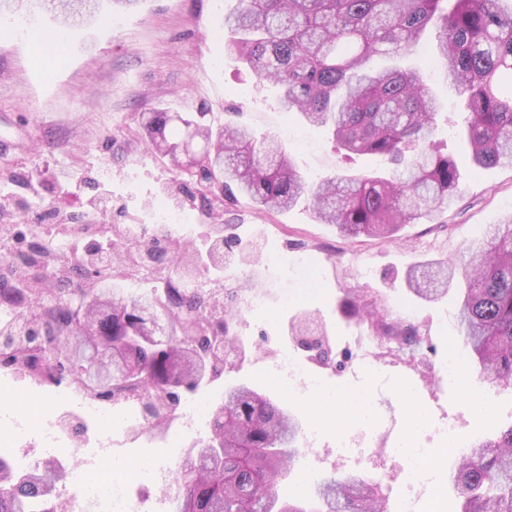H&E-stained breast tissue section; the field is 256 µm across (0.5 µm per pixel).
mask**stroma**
I'll use <instances>...</instances> for the list:
<instances>
[{
  "instance_id": "stroma-1",
  "label": "stroma",
  "mask_w": 512,
  "mask_h": 512,
  "mask_svg": "<svg viewBox=\"0 0 512 512\" xmlns=\"http://www.w3.org/2000/svg\"><path fill=\"white\" fill-rule=\"evenodd\" d=\"M236 5L237 0H138L116 9L102 0L97 22L70 28L38 12L23 19L0 14V250L26 254L38 245L70 261L92 242L80 225L147 230L164 224L174 244L197 251L217 225H232L235 235L260 245L252 266L234 260L224 270L226 308L242 309L244 295L253 290L264 296V307L244 312L237 325L254 353L209 388L184 394L183 405H212L225 387L248 384L285 404L302 429L316 432L317 456L301 455L284 493L308 497L311 482L342 469L381 482L394 502L410 483L398 454L410 407L433 427L456 423L455 442L462 447L512 426V387L486 385L473 367L451 383L431 381L450 345L469 350L455 317L460 288L427 302L403 281L409 268L454 260L484 227L512 213V168L473 170L469 148L457 134V95L432 74L440 66L432 29L411 62L428 75L448 118L433 141L461 172L458 198L438 220L405 225L397 240L387 241L349 239L302 205L266 211L241 198L208 217L195 184L142 141L146 113L200 114L213 125L246 126L255 137L281 141L310 182L389 168L379 157L345 156L332 133L286 111L275 85L258 80L227 54L224 15ZM32 224L42 225L39 236L30 234ZM350 293L418 329L423 344L413 360L384 355L369 366L365 354L375 342L367 324L340 311ZM306 311L331 338L329 363L287 337L289 321ZM283 353L301 370L314 371L329 393L370 392L372 422L363 424L330 403L318 405L301 387L277 383L273 364ZM472 399L484 401L485 414L470 413ZM70 402L63 388H43L0 370V430L15 428L25 407L52 418ZM205 431L201 420L161 439L140 431L132 409L116 406L111 455L125 462L179 463Z\"/></svg>"
}]
</instances>
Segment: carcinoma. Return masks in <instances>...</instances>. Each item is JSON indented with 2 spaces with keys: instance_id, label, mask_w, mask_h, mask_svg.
Instances as JSON below:
<instances>
[{
  "instance_id": "obj_1",
  "label": "carcinoma",
  "mask_w": 512,
  "mask_h": 512,
  "mask_svg": "<svg viewBox=\"0 0 512 512\" xmlns=\"http://www.w3.org/2000/svg\"><path fill=\"white\" fill-rule=\"evenodd\" d=\"M97 13L99 0H30L33 7L75 24L77 2ZM438 30L436 53L444 77L460 97L471 164L512 165V6L507 0H240L224 16L227 50L261 80L274 83L282 106L312 125L327 127L346 154L387 158V174H340L309 183L274 139L258 141L246 127L217 130L190 115L153 112L144 124L148 148L165 156L200 153L181 167L206 192L246 198L266 210L304 204L351 238H396L401 227L435 221L459 192L455 160L432 138L441 103L422 73L394 65L370 70L376 55L402 60L424 32ZM164 224L149 239L117 232L112 258L90 249L79 265L104 287L39 288L38 277L0 254L12 281L0 287V367L46 387L65 386L84 400L133 404L139 427L170 432L182 393L240 364L247 342L237 334L242 312L224 307V289L209 288L224 267V250L239 248L247 263L256 246L217 235L208 257L194 252L163 260ZM158 263L162 293L126 296L107 286L117 266ZM466 282L457 314L479 374L512 387V214L482 232L467 255L451 264L406 271L407 288L436 300L455 274ZM308 314L289 333L323 358L326 334ZM372 334L395 352L413 351L422 338L411 325L379 311L367 318ZM299 422L282 405L244 385L224 390L178 471L174 512H388L376 483L358 491L354 474L315 480L307 501L279 497V484L301 456ZM68 467L48 458L16 468L0 455V512H66L57 493ZM458 512H512V426L472 443L453 459Z\"/></svg>"
}]
</instances>
